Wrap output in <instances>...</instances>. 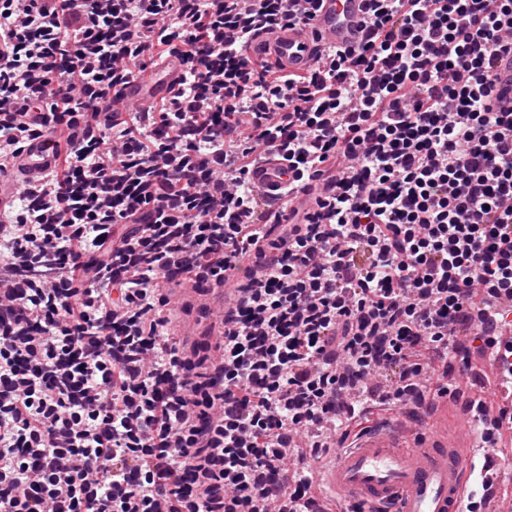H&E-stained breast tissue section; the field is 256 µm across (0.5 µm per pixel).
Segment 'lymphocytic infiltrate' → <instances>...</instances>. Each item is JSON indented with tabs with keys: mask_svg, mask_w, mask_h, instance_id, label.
Returning a JSON list of instances; mask_svg holds the SVG:
<instances>
[{
	"mask_svg": "<svg viewBox=\"0 0 512 512\" xmlns=\"http://www.w3.org/2000/svg\"><path fill=\"white\" fill-rule=\"evenodd\" d=\"M296 2L0 0V177L84 130L0 211V512H311L315 449L417 395L457 326L512 379V112L486 107L512 0H366L362 46L288 76L245 43ZM173 53L177 97L85 127ZM269 148L336 182L270 243L221 365L186 360L167 290L256 245Z\"/></svg>",
	"mask_w": 512,
	"mask_h": 512,
	"instance_id": "lymphocytic-infiltrate-1",
	"label": "lymphocytic infiltrate"
}]
</instances>
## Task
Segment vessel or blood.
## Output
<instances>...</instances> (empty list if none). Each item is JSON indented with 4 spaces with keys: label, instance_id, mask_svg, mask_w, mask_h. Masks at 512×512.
Returning <instances> with one entry per match:
<instances>
[{
    "label": "vessel or blood",
    "instance_id": "b4317fda",
    "mask_svg": "<svg viewBox=\"0 0 512 512\" xmlns=\"http://www.w3.org/2000/svg\"><path fill=\"white\" fill-rule=\"evenodd\" d=\"M366 22L365 0H318L309 24L284 23L259 30L249 37L247 53L267 59L283 73H303L318 66L324 46L357 47ZM168 66L163 78H156L148 68L114 87L110 103L100 105L91 124L121 121L115 102H131L147 111L175 96L182 88L184 67L175 54ZM493 79L491 110L512 111L511 44L498 51ZM48 141L45 135L29 138L15 155L10 179H0V209L12 204L18 192L45 189L46 177L58 161ZM249 181L263 202L275 205L273 218L260 227L266 239L278 236L286 225L296 223L299 214L314 209L325 192L319 180L296 183L287 161L275 151L251 170ZM173 293L193 307L189 315H178L174 324L187 340L202 327L213 333L223 331L217 308L232 306L236 291L212 280L197 287L184 283ZM478 456L472 436L449 432L447 423L434 422L410 434L400 423L390 421L360 432L349 448L323 467L321 482L337 502L369 504L380 512H467L465 486L478 470Z\"/></svg>",
    "mask_w": 512,
    "mask_h": 512
}]
</instances>
